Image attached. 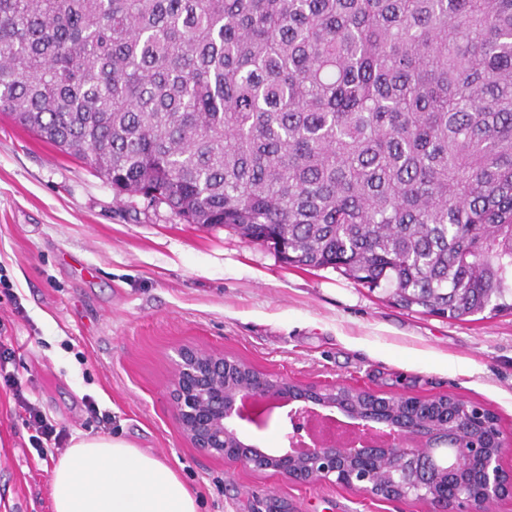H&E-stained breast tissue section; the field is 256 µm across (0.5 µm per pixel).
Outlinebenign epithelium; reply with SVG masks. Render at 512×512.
<instances>
[{
	"label": "benign epithelium",
	"instance_id": "7a95c632",
	"mask_svg": "<svg viewBox=\"0 0 512 512\" xmlns=\"http://www.w3.org/2000/svg\"><path fill=\"white\" fill-rule=\"evenodd\" d=\"M170 399L182 434L210 456L239 461L257 473L272 472L300 483L334 482L391 499L374 478L390 469L402 498L423 501L433 512H483L489 504L512 502V434L499 429L489 448L470 442L466 429L448 414L436 416L427 399H412L416 415L430 422L396 424L388 407L358 413L336 398L340 385L302 386L291 379L257 372L259 382L241 386L230 376L242 361L222 353L185 346L177 352ZM288 408L283 419L284 446L264 448L248 438L242 423L267 427L269 406Z\"/></svg>",
	"mask_w": 512,
	"mask_h": 512
}]
</instances>
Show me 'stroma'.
<instances>
[{"mask_svg": "<svg viewBox=\"0 0 512 512\" xmlns=\"http://www.w3.org/2000/svg\"><path fill=\"white\" fill-rule=\"evenodd\" d=\"M185 345L302 385L448 394L512 433V313L426 316L333 269L285 265L224 228L116 195L88 164L0 115V346L24 395L65 434L38 454L0 387V512H51L52 459L73 437L101 434L169 462L199 512H430L193 448L169 400ZM91 399L110 427L91 417Z\"/></svg>", "mask_w": 512, "mask_h": 512, "instance_id": "obj_1", "label": "stroma"}]
</instances>
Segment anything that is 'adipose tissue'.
I'll return each instance as SVG.
<instances>
[{"instance_id":"1","label":"adipose tissue","mask_w":512,"mask_h":512,"mask_svg":"<svg viewBox=\"0 0 512 512\" xmlns=\"http://www.w3.org/2000/svg\"><path fill=\"white\" fill-rule=\"evenodd\" d=\"M53 512H197L163 459L117 436H84L51 467Z\"/></svg>"}]
</instances>
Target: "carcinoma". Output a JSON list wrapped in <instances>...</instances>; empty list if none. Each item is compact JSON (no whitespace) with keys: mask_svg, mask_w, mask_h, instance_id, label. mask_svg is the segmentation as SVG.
Here are the masks:
<instances>
[{"mask_svg":"<svg viewBox=\"0 0 512 512\" xmlns=\"http://www.w3.org/2000/svg\"><path fill=\"white\" fill-rule=\"evenodd\" d=\"M0 114L290 266L512 312V0H0Z\"/></svg>","mask_w":512,"mask_h":512,"instance_id":"carcinoma-1","label":"carcinoma"}]
</instances>
